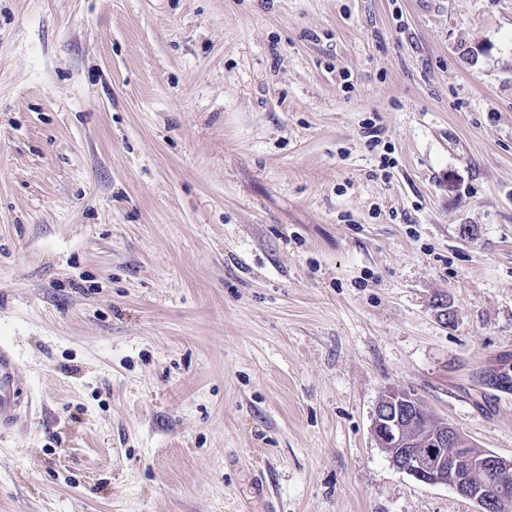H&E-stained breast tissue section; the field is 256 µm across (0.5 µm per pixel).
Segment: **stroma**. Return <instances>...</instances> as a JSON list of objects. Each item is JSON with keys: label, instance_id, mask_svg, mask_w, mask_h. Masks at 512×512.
<instances>
[{"label": "stroma", "instance_id": "35a3bbf8", "mask_svg": "<svg viewBox=\"0 0 512 512\" xmlns=\"http://www.w3.org/2000/svg\"><path fill=\"white\" fill-rule=\"evenodd\" d=\"M0 345V512H474L371 423L512 458V0H0ZM25 398L18 381V364L13 352L0 345V430L11 429L20 420Z\"/></svg>", "mask_w": 512, "mask_h": 512}]
</instances>
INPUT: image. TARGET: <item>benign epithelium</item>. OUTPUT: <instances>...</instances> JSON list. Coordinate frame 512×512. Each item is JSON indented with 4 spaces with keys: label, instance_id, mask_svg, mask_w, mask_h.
<instances>
[{
    "label": "benign epithelium",
    "instance_id": "1",
    "mask_svg": "<svg viewBox=\"0 0 512 512\" xmlns=\"http://www.w3.org/2000/svg\"><path fill=\"white\" fill-rule=\"evenodd\" d=\"M421 415L431 414L425 405L403 389L385 391L375 409L372 433L393 466L429 485L453 488L473 502L477 512H500L512 504L505 489L512 483V459L487 452L476 456L470 443L454 426L444 421L427 433L415 432Z\"/></svg>",
    "mask_w": 512,
    "mask_h": 512
}]
</instances>
